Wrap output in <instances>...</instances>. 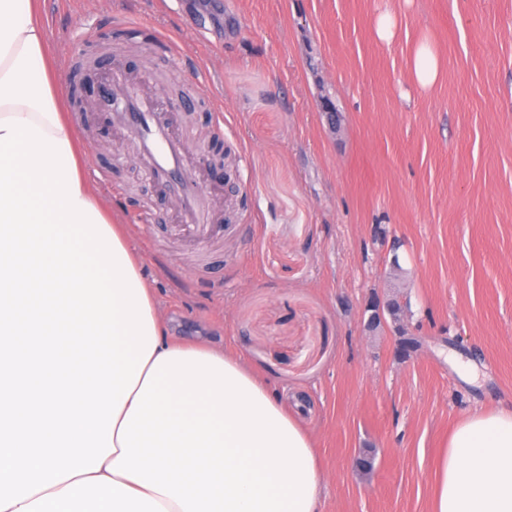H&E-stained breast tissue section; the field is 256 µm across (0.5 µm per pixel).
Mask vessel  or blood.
<instances>
[{
	"label": "vessel or blood",
	"instance_id": "vessel-or-blood-1",
	"mask_svg": "<svg viewBox=\"0 0 512 512\" xmlns=\"http://www.w3.org/2000/svg\"><path fill=\"white\" fill-rule=\"evenodd\" d=\"M104 88L112 100V121L135 143L139 164L176 200L182 231L207 240L213 231L211 212L205 194L185 177L184 138L171 133L166 113L132 89L122 70H112Z\"/></svg>",
	"mask_w": 512,
	"mask_h": 512
}]
</instances>
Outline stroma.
Segmentation results:
<instances>
[{
    "label": "stroma",
    "mask_w": 512,
    "mask_h": 512,
    "mask_svg": "<svg viewBox=\"0 0 512 512\" xmlns=\"http://www.w3.org/2000/svg\"><path fill=\"white\" fill-rule=\"evenodd\" d=\"M42 10L62 88L89 31L122 32L99 74L121 68L190 142L224 144L225 180L200 173L214 232L199 244L134 162L100 82L72 116L169 336L240 352L300 405L325 471L319 512H431L454 427L512 407V0ZM423 43L439 65L428 87L414 75ZM401 328L424 343L404 360Z\"/></svg>",
    "instance_id": "1"
}]
</instances>
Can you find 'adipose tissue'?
I'll return each mask as SVG.
<instances>
[{"label": "adipose tissue", "instance_id": "adipose-tissue-1", "mask_svg": "<svg viewBox=\"0 0 512 512\" xmlns=\"http://www.w3.org/2000/svg\"><path fill=\"white\" fill-rule=\"evenodd\" d=\"M83 152L42 0H0V512H319L313 437L242 356L168 337ZM21 240L63 342L22 303ZM432 512H512V409L455 427Z\"/></svg>", "mask_w": 512, "mask_h": 512}]
</instances>
